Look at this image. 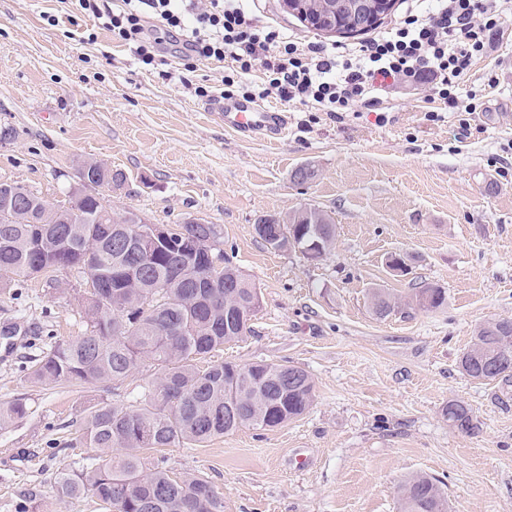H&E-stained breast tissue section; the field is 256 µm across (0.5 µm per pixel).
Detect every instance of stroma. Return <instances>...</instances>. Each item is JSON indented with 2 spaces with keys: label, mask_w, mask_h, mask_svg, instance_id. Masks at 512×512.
<instances>
[{
  "label": "stroma",
  "mask_w": 512,
  "mask_h": 512,
  "mask_svg": "<svg viewBox=\"0 0 512 512\" xmlns=\"http://www.w3.org/2000/svg\"><path fill=\"white\" fill-rule=\"evenodd\" d=\"M257 24L302 42L340 45L305 27L282 0H245ZM75 12L70 0H0V181H16L65 206L86 160L127 175L106 193L114 216L134 212L155 224L200 219L216 225V246L261 293L252 331L225 345L241 365L290 363L308 371L315 401L300 419L270 431L244 428L201 447H173L165 466L200 475L224 495V512H399L397 487L425 473L440 480L449 512H512V405L497 383L458 367L480 324L512 319V27L494 36L459 87L480 110L428 103L425 90L383 91L389 120L360 108L343 121L287 104L291 125L275 143L226 133L193 91L163 78L179 60L144 69L107 31L85 44L94 19L52 27L45 14ZM441 111L438 121L427 111ZM314 175L293 180L296 170ZM304 208L336 226L316 261L271 250L254 226ZM410 258L394 274L392 254ZM42 278L0 294V402L23 399L27 415L0 425V512H101L94 498H60L58 471L97 449L72 444L101 402L136 395L150 371L119 389L106 384H40L44 352L84 327L73 288ZM444 289L439 309L376 318L374 289L410 299ZM461 398L482 431L467 436L442 415Z\"/></svg>",
  "instance_id": "35a3bbf8"
}]
</instances>
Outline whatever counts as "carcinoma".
I'll return each instance as SVG.
<instances>
[{"instance_id": "carcinoma-1", "label": "carcinoma", "mask_w": 512, "mask_h": 512, "mask_svg": "<svg viewBox=\"0 0 512 512\" xmlns=\"http://www.w3.org/2000/svg\"><path fill=\"white\" fill-rule=\"evenodd\" d=\"M79 181L119 188L112 175L79 167ZM32 222L0 223V288L26 282L43 269H66L88 276L93 287L73 289L85 332L58 341L32 370L44 384L107 383L120 387L148 367L156 377L131 400L98 404L85 420L80 441L87 448L115 451L105 465L87 457L78 468L61 471L55 489L61 498L89 494L105 512H224V498L209 480L179 477L164 466L162 452L179 445H200L240 428L273 430L302 417L315 400L312 377L295 365L198 362L250 331L260 307L257 288L235 287L240 270L224 252L185 251L184 240L210 236L213 224L173 225L170 243L145 253L138 224H95L107 209L100 194L86 195L69 207L55 206L27 188ZM290 223L261 231L258 237L277 251L318 259L336 237V225L323 211L301 209ZM222 271L214 273V268ZM445 302L440 288L419 289L416 306L430 311ZM373 314L389 316L399 301L376 289ZM459 368L480 383L512 386V320L491 319L478 329L461 354ZM26 403H0V423L22 419ZM448 426L464 435L480 433L472 406L450 399L443 407ZM401 512H448L440 481L427 474L406 477L398 486Z\"/></svg>"}]
</instances>
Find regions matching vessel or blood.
<instances>
[{
  "label": "vessel or blood",
  "instance_id": "1",
  "mask_svg": "<svg viewBox=\"0 0 512 512\" xmlns=\"http://www.w3.org/2000/svg\"><path fill=\"white\" fill-rule=\"evenodd\" d=\"M225 131L243 141H276L288 132L289 119L285 112L273 106L239 99H214L208 106Z\"/></svg>",
  "mask_w": 512,
  "mask_h": 512
}]
</instances>
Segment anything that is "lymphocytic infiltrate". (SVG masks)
<instances>
[{"label": "lymphocytic infiltrate", "mask_w": 512, "mask_h": 512, "mask_svg": "<svg viewBox=\"0 0 512 512\" xmlns=\"http://www.w3.org/2000/svg\"><path fill=\"white\" fill-rule=\"evenodd\" d=\"M99 30L127 45L143 67L156 63L159 40L151 27L178 29L184 69L196 62L224 61L228 87L242 89L244 100L269 97L341 119L359 106L387 115L376 95L377 76L424 84L430 99L452 110L476 111L458 89L476 57L484 55L492 32L512 25V0H435L432 10L411 7L394 26L356 46L302 43L271 26L257 25L242 0H77ZM265 79H250L255 70Z\"/></svg>", "instance_id": "obj_1"}]
</instances>
